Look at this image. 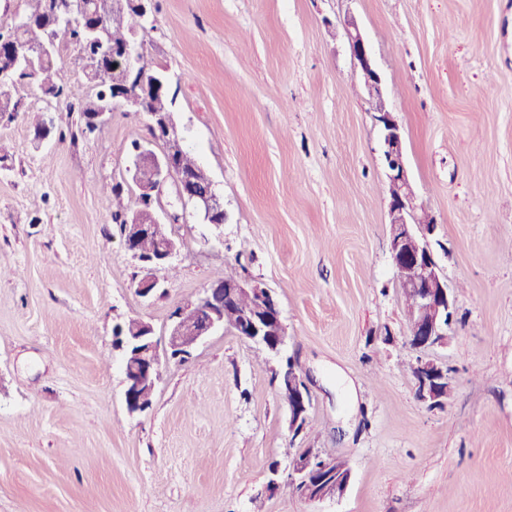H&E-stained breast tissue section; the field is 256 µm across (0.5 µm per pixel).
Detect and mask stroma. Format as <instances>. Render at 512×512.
<instances>
[{
    "label": "stroma",
    "mask_w": 512,
    "mask_h": 512,
    "mask_svg": "<svg viewBox=\"0 0 512 512\" xmlns=\"http://www.w3.org/2000/svg\"><path fill=\"white\" fill-rule=\"evenodd\" d=\"M348 16L456 299L447 345L428 352L451 384L440 406L417 400L405 366L383 139ZM138 39L227 221L163 187L180 249L140 297L101 189L122 183L135 202L145 113L118 104L93 135L41 143L31 113L78 116L26 88V115L0 124V512H512V0H153ZM55 67L91 94L75 45ZM239 262L275 295L310 388L301 434L276 361L222 330L163 365L151 408L129 415L116 325L165 341L173 311ZM307 448L348 462L342 495L288 487Z\"/></svg>",
    "instance_id": "obj_1"
}]
</instances>
